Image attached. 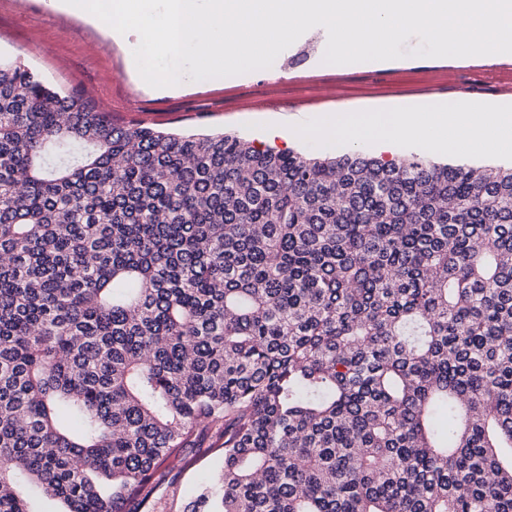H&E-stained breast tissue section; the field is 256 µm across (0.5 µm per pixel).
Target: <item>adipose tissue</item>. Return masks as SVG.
I'll return each mask as SVG.
<instances>
[{
	"label": "adipose tissue",
	"mask_w": 512,
	"mask_h": 512,
	"mask_svg": "<svg viewBox=\"0 0 512 512\" xmlns=\"http://www.w3.org/2000/svg\"><path fill=\"white\" fill-rule=\"evenodd\" d=\"M310 138L371 143L382 152L393 151L408 134L455 152H508L512 150V112L495 110L476 101L461 111L354 112L342 106L323 125L304 131Z\"/></svg>",
	"instance_id": "1"
}]
</instances>
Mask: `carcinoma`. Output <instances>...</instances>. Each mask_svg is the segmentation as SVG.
<instances>
[{"label": "carcinoma", "instance_id": "cac0c4a2", "mask_svg": "<svg viewBox=\"0 0 512 512\" xmlns=\"http://www.w3.org/2000/svg\"><path fill=\"white\" fill-rule=\"evenodd\" d=\"M512 512V167L118 126L0 59V512ZM209 442L192 448L179 457L167 459L160 469V481L154 493V512H181L184 499L197 489L200 481L219 463Z\"/></svg>", "mask_w": 512, "mask_h": 512}]
</instances>
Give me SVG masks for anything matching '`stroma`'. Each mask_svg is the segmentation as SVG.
Masks as SVG:
<instances>
[{
    "instance_id": "stroma-1",
    "label": "stroma",
    "mask_w": 512,
    "mask_h": 512,
    "mask_svg": "<svg viewBox=\"0 0 512 512\" xmlns=\"http://www.w3.org/2000/svg\"><path fill=\"white\" fill-rule=\"evenodd\" d=\"M49 0H0V58H17L50 84L80 88L114 123H141L176 133H233L260 148L324 155L345 144L291 138L297 122L316 121L347 104L355 112L398 108H448L464 99L512 103V57L496 68L479 60L413 57L410 37L387 68L339 67L323 61L328 35L307 32L283 50L272 67L250 73L186 81L161 92L131 68L124 41L103 22L51 10ZM418 154L436 162L512 165V156L465 155L405 140L393 159ZM219 462L212 448H192L167 459L154 493V512H181L184 499Z\"/></svg>"
}]
</instances>
